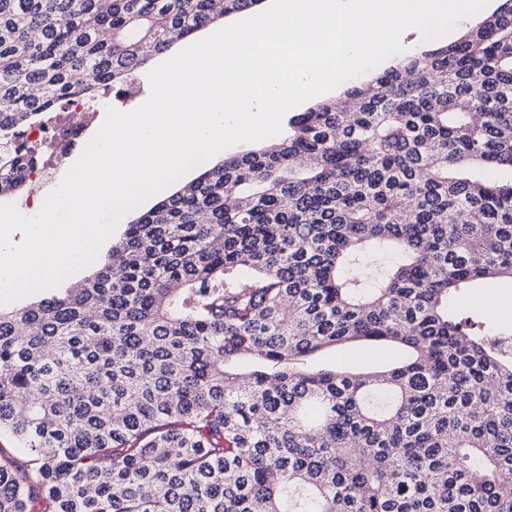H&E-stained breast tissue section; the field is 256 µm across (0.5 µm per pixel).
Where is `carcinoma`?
Wrapping results in <instances>:
<instances>
[{"label": "carcinoma", "instance_id": "carcinoma-1", "mask_svg": "<svg viewBox=\"0 0 512 512\" xmlns=\"http://www.w3.org/2000/svg\"><path fill=\"white\" fill-rule=\"evenodd\" d=\"M262 0H0L22 128ZM512 0L288 119L0 308V512H512V352L449 306L512 283ZM370 344L376 366L318 368ZM501 3V0H489L488 4L480 12L471 16L464 26L455 27L450 33L436 39L447 41L448 43L457 40L469 28L475 27L482 20L492 15L499 8Z\"/></svg>", "mask_w": 512, "mask_h": 512}]
</instances>
